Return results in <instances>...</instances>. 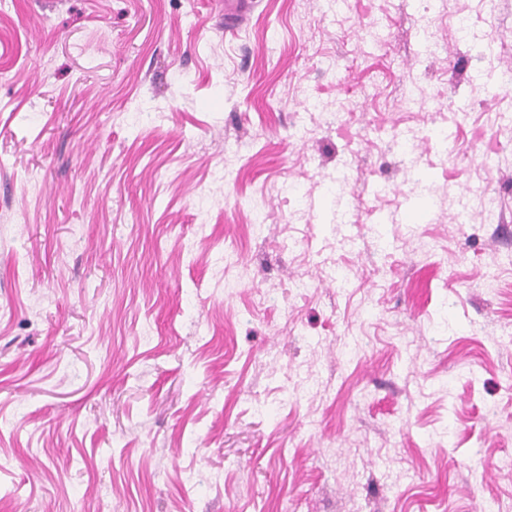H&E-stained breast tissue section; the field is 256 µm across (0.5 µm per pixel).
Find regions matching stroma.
<instances>
[{"label":"stroma","instance_id":"stroma-1","mask_svg":"<svg viewBox=\"0 0 512 512\" xmlns=\"http://www.w3.org/2000/svg\"><path fill=\"white\" fill-rule=\"evenodd\" d=\"M429 4L0 0V512H512V0ZM256 3V0H224V30L237 32L251 19ZM454 28L457 33L462 35L466 42H474L479 49L476 58L478 67L472 69L471 80L476 84H480V73L482 68L490 64L496 56L495 42L489 33H476L471 20L467 15H457L454 22ZM419 137L413 129L405 128L393 137L391 149L399 151L410 162V178L414 185L418 183L417 178H413V173L417 169L418 159L413 156L414 143Z\"/></svg>","mask_w":512,"mask_h":512}]
</instances>
